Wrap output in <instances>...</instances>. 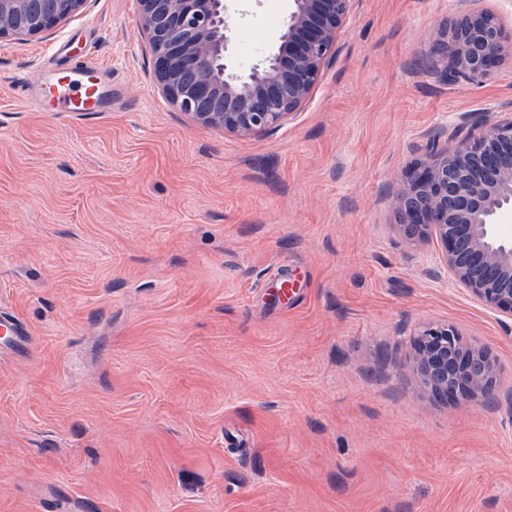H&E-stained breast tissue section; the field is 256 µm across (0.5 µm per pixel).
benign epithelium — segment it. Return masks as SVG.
Returning a JSON list of instances; mask_svg holds the SVG:
<instances>
[{"label":"benign epithelium","mask_w":512,"mask_h":512,"mask_svg":"<svg viewBox=\"0 0 512 512\" xmlns=\"http://www.w3.org/2000/svg\"><path fill=\"white\" fill-rule=\"evenodd\" d=\"M161 95L194 125L256 138L293 120L311 98L355 0H292L273 49L247 71L228 54L236 0H137ZM84 0H0V39L31 36L77 12ZM448 76L489 79L512 56V29L485 10H468L439 31ZM387 200L405 239L436 240L454 280L512 317V118L440 143ZM410 364L435 402L482 403L500 389L496 361L447 322H427L410 342Z\"/></svg>","instance_id":"obj_1"}]
</instances>
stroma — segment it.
Returning a JSON list of instances; mask_svg holds the SVG:
<instances>
[{"instance_id": "stroma-1", "label": "stroma", "mask_w": 512, "mask_h": 512, "mask_svg": "<svg viewBox=\"0 0 512 512\" xmlns=\"http://www.w3.org/2000/svg\"><path fill=\"white\" fill-rule=\"evenodd\" d=\"M512 0H357L305 108L255 139L159 94L135 0L0 40V512H512V319L408 244L386 197L460 115L512 116V60L440 74V25ZM239 69L280 20L243 0ZM112 69L106 111L28 80ZM485 347L496 401L433 402L409 339ZM97 69L100 74L99 83L74 87L73 82H67L62 77L53 83L44 82L33 85V82H29L25 87V96L38 109L43 108L47 100L53 102V112H87L82 114H91L92 112L106 111L97 108L101 97L100 85L104 86L106 80L112 81V71L101 67H97ZM0 347L26 354L31 348V336L15 315L0 311Z\"/></svg>"}]
</instances>
